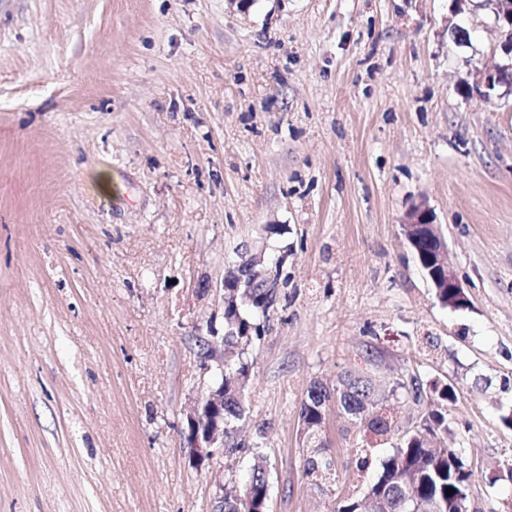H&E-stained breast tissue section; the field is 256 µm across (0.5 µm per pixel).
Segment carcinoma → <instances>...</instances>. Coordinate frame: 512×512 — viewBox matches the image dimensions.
<instances>
[{
	"label": "carcinoma",
	"instance_id": "carcinoma-1",
	"mask_svg": "<svg viewBox=\"0 0 512 512\" xmlns=\"http://www.w3.org/2000/svg\"><path fill=\"white\" fill-rule=\"evenodd\" d=\"M435 296L439 303L453 310L466 308L453 288H437ZM276 291L270 288L241 289L238 307L227 311L224 318V453L231 454L239 444L235 442L236 423L245 414L243 391L249 378V365L242 358L240 345L249 343L260 333L259 315L267 316L274 303ZM413 401H428L431 409L423 416L419 425L402 435L392 446V451L382 460L380 468L367 486L361 499H347L338 512H360L369 497H385L387 512H419L429 504H437L440 512H448V502L457 498L460 491L473 480L474 471L455 462V451L451 448H433L431 440L448 436L447 413L444 402L453 399L446 386L433 382L425 387L411 380L407 390ZM352 421L363 425L369 435L383 438L394 430V419L384 414L381 401L384 396L368 379L347 378L331 396L322 385L313 384L307 399L302 401L300 419L304 435L313 455L306 461L308 475H324L330 463L323 461L325 443L321 439L324 411L331 399ZM264 458L257 456L245 480L243 500L236 495L224 494V512H265L269 498V479L263 472ZM450 494H445L448 489Z\"/></svg>",
	"mask_w": 512,
	"mask_h": 512
}]
</instances>
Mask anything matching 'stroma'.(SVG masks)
<instances>
[{"label":"stroma","instance_id":"35a3bbf8","mask_svg":"<svg viewBox=\"0 0 512 512\" xmlns=\"http://www.w3.org/2000/svg\"><path fill=\"white\" fill-rule=\"evenodd\" d=\"M504 39L452 0H0V512H220L258 452L270 512H337L391 451L358 469L331 403L305 476L301 403L350 375L450 386L473 502L512 512V95L462 90ZM419 202L466 309L403 234ZM281 246L244 446L195 468L224 277Z\"/></svg>","mask_w":512,"mask_h":512}]
</instances>
